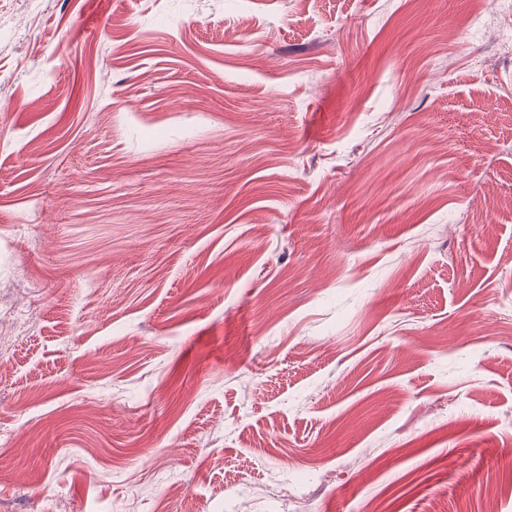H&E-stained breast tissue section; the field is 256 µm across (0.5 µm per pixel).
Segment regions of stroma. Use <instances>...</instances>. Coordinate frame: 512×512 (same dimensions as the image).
<instances>
[{
  "mask_svg": "<svg viewBox=\"0 0 512 512\" xmlns=\"http://www.w3.org/2000/svg\"><path fill=\"white\" fill-rule=\"evenodd\" d=\"M474 3L0 0V512H512V14Z\"/></svg>",
  "mask_w": 512,
  "mask_h": 512,
  "instance_id": "stroma-1",
  "label": "stroma"
}]
</instances>
